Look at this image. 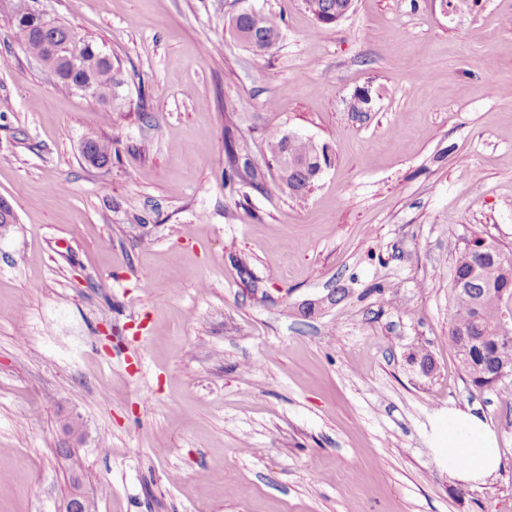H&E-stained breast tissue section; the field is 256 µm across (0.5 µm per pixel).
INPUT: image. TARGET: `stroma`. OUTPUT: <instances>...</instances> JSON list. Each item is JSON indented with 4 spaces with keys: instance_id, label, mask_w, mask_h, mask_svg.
<instances>
[{
    "instance_id": "obj_1",
    "label": "stroma",
    "mask_w": 512,
    "mask_h": 512,
    "mask_svg": "<svg viewBox=\"0 0 512 512\" xmlns=\"http://www.w3.org/2000/svg\"><path fill=\"white\" fill-rule=\"evenodd\" d=\"M0 0V512H512V404L448 348L454 251H512V0H37L116 56L63 92ZM281 19L259 56L230 19ZM367 94L369 109L357 97ZM278 130L324 147L281 184ZM90 138L112 142L101 167ZM257 186H225L226 140ZM468 410L499 470L448 475ZM348 0H304L308 11L321 26L336 24L338 12Z\"/></svg>"
}]
</instances>
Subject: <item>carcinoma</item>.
<instances>
[{
    "instance_id": "carcinoma-1",
    "label": "carcinoma",
    "mask_w": 512,
    "mask_h": 512,
    "mask_svg": "<svg viewBox=\"0 0 512 512\" xmlns=\"http://www.w3.org/2000/svg\"><path fill=\"white\" fill-rule=\"evenodd\" d=\"M347 0H304L308 11L322 26L335 24L338 12ZM11 14L15 36L32 60L47 61L54 50L78 46V60L58 66L57 87L67 92L90 87L99 93L98 100L124 83L120 65L102 59L101 48L81 37L63 23L44 29L31 12L30 0H12ZM238 37L258 55L274 48L281 36V21L270 13L245 9L230 20ZM270 156L280 182L293 195L308 190L319 170L318 147L298 135L274 131L269 134ZM229 168L224 171V184H254L256 170L243 163L238 165L232 141L226 142ZM84 154L106 164L111 158L112 144L89 139ZM477 239L456 255L450 288V321L448 348L454 353L471 390L500 395L512 386V379L499 380L503 370L512 372V344H495L486 336H497V316L512 311V282L502 275L485 272L486 281L476 283L467 299L457 294L461 282L473 280L486 267Z\"/></svg>"
}]
</instances>
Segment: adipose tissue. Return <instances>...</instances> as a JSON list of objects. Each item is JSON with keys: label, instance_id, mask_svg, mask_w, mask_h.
<instances>
[{"label": "adipose tissue", "instance_id": "ef3b65f1", "mask_svg": "<svg viewBox=\"0 0 512 512\" xmlns=\"http://www.w3.org/2000/svg\"><path fill=\"white\" fill-rule=\"evenodd\" d=\"M496 438L483 420L468 411L448 414V475L467 484L484 482L499 467Z\"/></svg>", "mask_w": 512, "mask_h": 512}]
</instances>
